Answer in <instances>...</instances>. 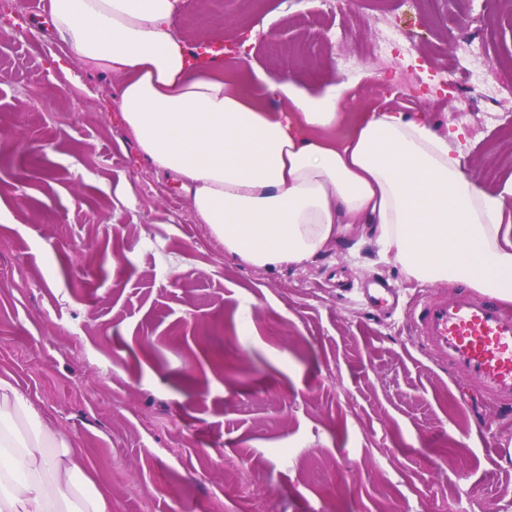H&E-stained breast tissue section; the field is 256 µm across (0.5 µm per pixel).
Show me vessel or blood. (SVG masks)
I'll use <instances>...</instances> for the list:
<instances>
[{
  "instance_id": "1",
  "label": "vessel or blood",
  "mask_w": 512,
  "mask_h": 512,
  "mask_svg": "<svg viewBox=\"0 0 512 512\" xmlns=\"http://www.w3.org/2000/svg\"><path fill=\"white\" fill-rule=\"evenodd\" d=\"M410 328L415 344L472 382L499 418L512 417V308L463 287L434 292L413 302Z\"/></svg>"
}]
</instances>
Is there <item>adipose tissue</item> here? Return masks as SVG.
<instances>
[{
    "instance_id": "adipose-tissue-1",
    "label": "adipose tissue",
    "mask_w": 512,
    "mask_h": 512,
    "mask_svg": "<svg viewBox=\"0 0 512 512\" xmlns=\"http://www.w3.org/2000/svg\"><path fill=\"white\" fill-rule=\"evenodd\" d=\"M179 5L49 0V15L81 61L120 77L123 125L227 254L302 266L360 224L407 277L512 302V175L480 186L450 133L390 104L345 126L354 81L273 82L244 55L232 75L192 64ZM93 485L83 454L0 378V512H112Z\"/></svg>"
}]
</instances>
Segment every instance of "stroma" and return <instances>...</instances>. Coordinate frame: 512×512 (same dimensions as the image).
<instances>
[{
  "instance_id": "stroma-1",
  "label": "stroma",
  "mask_w": 512,
  "mask_h": 512,
  "mask_svg": "<svg viewBox=\"0 0 512 512\" xmlns=\"http://www.w3.org/2000/svg\"><path fill=\"white\" fill-rule=\"evenodd\" d=\"M0 0V377L81 449L112 512H512V422L410 339L406 278L350 225L303 267L255 269L199 224L84 64L48 0ZM402 51L380 63L372 22ZM494 63L461 98L463 24ZM192 44L253 35L272 80L380 69L409 115L459 135L470 172H512V14L501 0H181ZM378 277L396 309L359 292Z\"/></svg>"
}]
</instances>
